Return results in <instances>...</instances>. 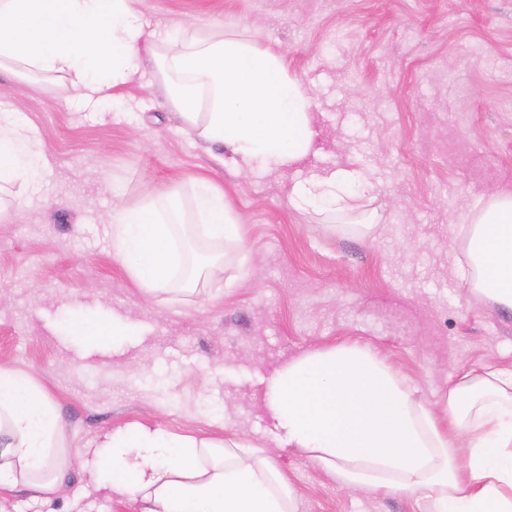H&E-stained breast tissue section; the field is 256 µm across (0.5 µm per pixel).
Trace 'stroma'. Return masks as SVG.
Returning a JSON list of instances; mask_svg holds the SVG:
<instances>
[{
	"label": "stroma",
	"mask_w": 512,
	"mask_h": 512,
	"mask_svg": "<svg viewBox=\"0 0 512 512\" xmlns=\"http://www.w3.org/2000/svg\"><path fill=\"white\" fill-rule=\"evenodd\" d=\"M178 38L235 33L278 52L310 93L319 152L308 169L368 171L369 228L295 208L299 171H238L220 144L182 130L160 76L124 100L68 106L59 81L0 72V108L37 127L52 164L15 189L0 222V367L28 372L83 448L51 508L24 495L0 512H142L100 486L112 430L150 429L262 449L298 512H432L407 492H349L267 416L263 378L310 349L367 346L447 425L463 372L512 370V309L459 275L462 227L487 193L512 191V0H135ZM208 179L241 224L231 246L193 235L216 269L195 292L146 293L114 260L109 219L145 190L191 212ZM132 323L120 341L70 320Z\"/></svg>",
	"instance_id": "stroma-1"
}]
</instances>
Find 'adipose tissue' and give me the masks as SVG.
Segmentation results:
<instances>
[{
  "mask_svg": "<svg viewBox=\"0 0 512 512\" xmlns=\"http://www.w3.org/2000/svg\"><path fill=\"white\" fill-rule=\"evenodd\" d=\"M133 2L0 0V71L25 81L59 78L66 103L94 107L121 101L150 60L184 130L226 145L242 171L283 169L313 151V99L277 53L190 27L167 43ZM49 165L38 129L22 113L0 111V186L26 187ZM369 182L368 172L340 167L297 181L291 202L320 215H352L361 209L353 186ZM192 208L207 239L239 241L237 218L208 180L195 183ZM110 245L149 293L190 291L209 273L199 266L183 277L185 238L153 199L115 211ZM464 254L462 279L512 309L511 192L492 193L470 212ZM265 397L282 439L339 487L409 492L431 499L433 512H512V371L462 375L448 390L444 428L366 347L305 352L268 378ZM62 437L32 376L0 368V491L49 502L67 478ZM107 446L109 485L140 498L143 512H297L267 457L248 462L226 444L138 425L113 433Z\"/></svg>",
  "mask_w": 512,
  "mask_h": 512,
  "instance_id": "1",
  "label": "adipose tissue"
}]
</instances>
